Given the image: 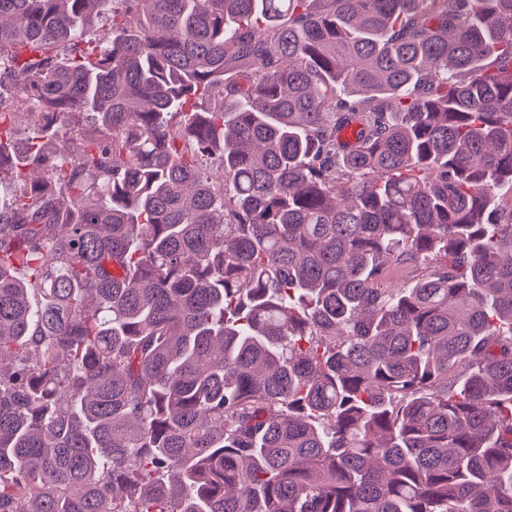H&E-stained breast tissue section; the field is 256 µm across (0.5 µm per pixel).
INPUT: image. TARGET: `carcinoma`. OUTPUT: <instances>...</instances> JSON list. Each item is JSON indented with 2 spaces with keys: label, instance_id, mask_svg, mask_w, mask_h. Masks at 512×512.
Masks as SVG:
<instances>
[{
  "label": "carcinoma",
  "instance_id": "carcinoma-1",
  "mask_svg": "<svg viewBox=\"0 0 512 512\" xmlns=\"http://www.w3.org/2000/svg\"><path fill=\"white\" fill-rule=\"evenodd\" d=\"M5 177L0 512H512V0H0Z\"/></svg>",
  "mask_w": 512,
  "mask_h": 512
}]
</instances>
